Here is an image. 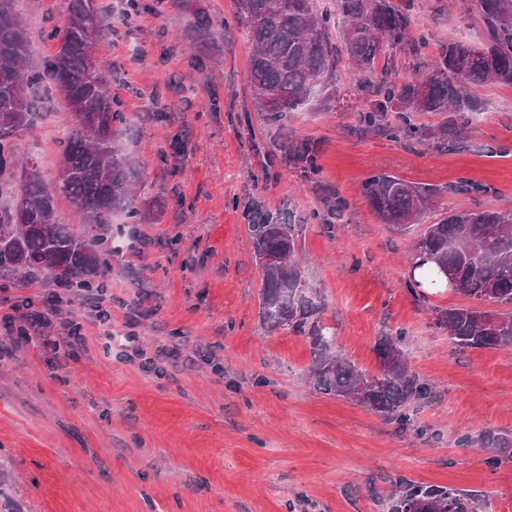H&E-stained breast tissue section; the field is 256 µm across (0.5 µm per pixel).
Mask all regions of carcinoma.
<instances>
[{
	"label": "carcinoma",
	"instance_id": "obj_1",
	"mask_svg": "<svg viewBox=\"0 0 512 512\" xmlns=\"http://www.w3.org/2000/svg\"><path fill=\"white\" fill-rule=\"evenodd\" d=\"M13 4L14 0H0V132L15 135L32 123L36 106L26 92L55 87L68 113L59 155L69 173L62 188H55L37 160H20L12 138L0 137V184L18 187L13 207L0 211V290L24 288L43 277L89 296L104 289L102 280L112 268L114 214H124L130 224H150L162 208L137 202L138 171L115 143V124L124 123L125 116L112 98L109 71L93 59L83 31L68 23L70 16L86 17L108 31L110 17L98 0H69L61 24L44 32L47 39L57 41L56 52L37 61L30 57L29 31ZM238 4V19L252 38L249 82L255 104L266 124L282 129L288 113L333 71L331 12L316 11L312 0H238ZM459 4L463 17L473 14L481 25L479 45L443 43L427 76L400 81L393 76L396 55L417 59L426 48L424 37L413 31L409 7L400 8L393 0H336L351 67L359 74L374 73L379 58H384L380 75L358 86L369 102L358 112L355 133L450 153L469 149L471 116L483 108L471 89L487 82L512 87V21L502 19L499 0H459ZM421 112H436L442 119L419 123L416 115ZM183 149L179 135L171 150L158 151L159 159L175 169ZM277 150L288 168L308 182H320V149L315 141L289 138ZM444 192L476 199L491 194L492 187L462 178ZM444 192L387 172L372 174L362 187L372 211L393 230L421 223ZM61 197L80 223L62 224L56 219ZM347 207L344 197L327 191L324 210L330 218H341ZM304 230L303 224H286L270 213L249 211L247 231L255 259L266 253H279L282 259L274 269L261 272L262 326L309 340L314 362L306 379L314 391L354 401L405 433L423 434L412 409L431 400L435 390L409 370L404 330L377 338L378 375L328 354L332 328L324 324L323 304L312 297L296 260ZM419 238L436 261L423 281L409 277L410 289H421L425 283L441 288L447 284V271L457 283L454 292L472 300L464 306L433 309L434 324L462 350L512 347V312L474 307L485 297L494 305H512V211L450 207L439 222L424 225ZM50 264L65 268L66 274L50 275ZM30 321L25 312L6 322L7 339L14 345L29 341ZM459 443L488 450L484 464L493 469L512 462L511 453H496L498 448H512L511 434L487 429ZM483 498L465 489L401 478L388 499V512H479Z\"/></svg>",
	"mask_w": 512,
	"mask_h": 512
}]
</instances>
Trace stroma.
I'll return each mask as SVG.
<instances>
[{
    "mask_svg": "<svg viewBox=\"0 0 512 512\" xmlns=\"http://www.w3.org/2000/svg\"><path fill=\"white\" fill-rule=\"evenodd\" d=\"M100 2L112 28L95 54L128 116L117 141L138 165L139 201L162 202L164 214L116 241L104 301L111 327L66 289L70 317L51 316L42 337L0 357V460L20 512H386L401 477L483 491L481 512H512V462L492 470L482 450L458 444L488 428L512 432V347L456 349L431 310L463 297L409 291L415 235L381 224L362 195L367 177L389 172L418 184L469 178L494 188L474 201L454 198L457 208L512 202V93L476 88L484 110L464 153L358 138L348 129L367 100L342 55L329 85L280 130L253 102L252 46L237 0H161L130 23L121 0ZM67 3L16 0L35 56L56 50L42 33ZM411 6L427 40L422 64L440 43H479L478 21L461 18L456 0ZM197 7L215 44L198 70L177 37ZM36 98L34 125L13 143L50 179L65 103L54 89ZM179 131L189 150L173 173L157 151ZM285 134L318 143L323 180L348 200L334 228L310 218L323 208L315 184L269 160ZM250 207L304 225L297 260L335 328L331 353L375 375L377 336L407 330L409 369L436 388L416 412L423 435L309 388V341L261 328ZM71 319L82 340L61 366L54 342Z\"/></svg>",
    "mask_w": 512,
    "mask_h": 512,
    "instance_id": "1",
    "label": "stroma"
}]
</instances>
